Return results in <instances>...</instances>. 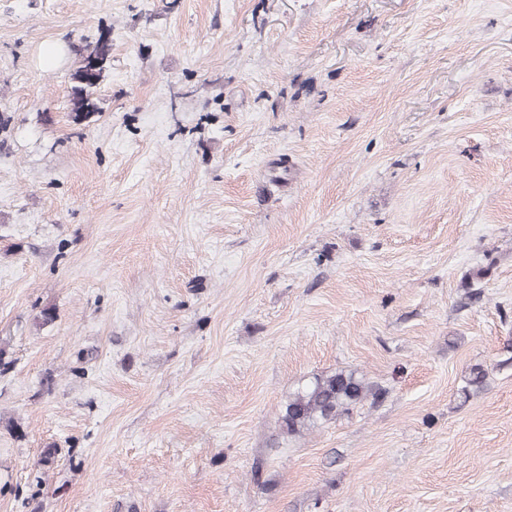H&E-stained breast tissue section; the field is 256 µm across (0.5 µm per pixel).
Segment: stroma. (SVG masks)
I'll return each mask as SVG.
<instances>
[{
	"label": "stroma",
	"mask_w": 512,
	"mask_h": 512,
	"mask_svg": "<svg viewBox=\"0 0 512 512\" xmlns=\"http://www.w3.org/2000/svg\"><path fill=\"white\" fill-rule=\"evenodd\" d=\"M0 358V512H512V0H0ZM112 44L100 35L91 50H86L79 60V66L72 73V79L78 83L73 89L72 105L76 119H86L97 108L92 101L100 83L103 81L105 71L110 62ZM95 62L94 71L88 70L89 63ZM371 391L365 376L357 371L341 369L316 375L288 397L280 415L281 426L290 434L303 433L349 412Z\"/></svg>",
	"instance_id": "1"
}]
</instances>
